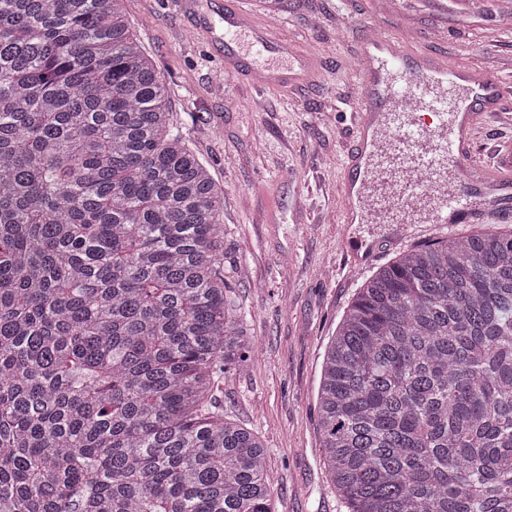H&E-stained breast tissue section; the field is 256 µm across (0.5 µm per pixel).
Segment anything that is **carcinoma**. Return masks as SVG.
<instances>
[{"label": "carcinoma", "mask_w": 512, "mask_h": 512, "mask_svg": "<svg viewBox=\"0 0 512 512\" xmlns=\"http://www.w3.org/2000/svg\"><path fill=\"white\" fill-rule=\"evenodd\" d=\"M223 212L123 0H0V512H278ZM317 399L346 512H512V229L365 278Z\"/></svg>", "instance_id": "1"}]
</instances>
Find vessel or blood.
<instances>
[{
    "mask_svg": "<svg viewBox=\"0 0 512 512\" xmlns=\"http://www.w3.org/2000/svg\"><path fill=\"white\" fill-rule=\"evenodd\" d=\"M356 73L360 106L351 118L352 144L340 184L341 195L357 210L361 223L374 220L387 201L375 186L396 168L417 173L455 159L464 173L455 184L441 182L432 214L413 212L400 197L406 224H457L475 215L486 195L497 194L502 210L512 209V148L495 145L485 163L472 160V132L479 116L501 113L507 91L501 77L474 68H451L437 56L404 55L389 37L361 46ZM431 115L429 128L417 113Z\"/></svg>",
    "mask_w": 512,
    "mask_h": 512,
    "instance_id": "obj_1",
    "label": "vessel or blood"
}]
</instances>
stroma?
I'll return each mask as SVG.
<instances>
[{"label":"stroma","instance_id":"35a3bbf8","mask_svg":"<svg viewBox=\"0 0 512 512\" xmlns=\"http://www.w3.org/2000/svg\"><path fill=\"white\" fill-rule=\"evenodd\" d=\"M274 27L300 63L260 59L251 81L224 40V12ZM146 53L171 85L172 122L224 190V269L256 349L222 387L224 414L266 447L279 512H344L323 464L316 398L323 356L364 278L409 247L469 227H512L488 209L469 222L350 224L338 186L358 105L364 35L512 83V0H288L277 22L255 0H125Z\"/></svg>","mask_w":512,"mask_h":512}]
</instances>
